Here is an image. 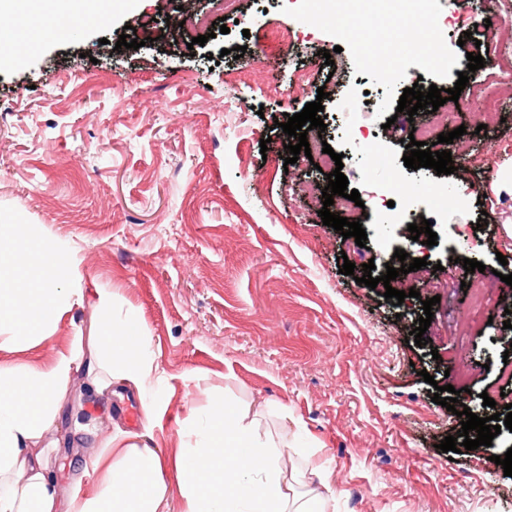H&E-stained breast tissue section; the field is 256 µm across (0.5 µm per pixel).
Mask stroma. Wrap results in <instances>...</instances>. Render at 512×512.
<instances>
[{"label":"stroma","mask_w":512,"mask_h":512,"mask_svg":"<svg viewBox=\"0 0 512 512\" xmlns=\"http://www.w3.org/2000/svg\"><path fill=\"white\" fill-rule=\"evenodd\" d=\"M457 2L427 0L404 7L400 21L375 17L357 30L396 63L401 82L448 89L468 72L477 43L512 54V0H469L463 10ZM334 8L333 0H237L228 18L221 0H131L67 39L42 29L49 12L13 20L31 51L0 68V104L10 107L0 114V216L69 242L84 290L83 304L30 356L49 360L73 336L89 335L103 289L115 315L144 320L162 371L156 389L164 406L152 426L137 392L116 383L99 389L86 372L75 374L40 442L61 489L118 435L161 454L193 447L187 425L220 396L261 438L299 432L298 448L279 466H323L328 512H512V477L486 464L512 448V433L447 456L439 444L460 431V419L432 402L425 381L452 385L459 402L488 417L494 410L482 393L512 395V381L500 377L512 288L499 285L512 273V237L503 231L512 192L491 189L498 170L512 169V84L487 89L502 104L499 114L477 103L443 110L441 132L466 129L450 148L462 169L407 168L412 126L395 118L398 90L364 69L358 45H345L330 67L319 55L344 29ZM184 10L203 26H178ZM472 13L491 26L468 33L444 22ZM427 15L436 25L424 24ZM169 20L176 27L168 32ZM129 25L140 48L115 51ZM274 32L291 35L290 45L269 47ZM201 34L208 42L192 45ZM430 45L440 54L423 60L420 49ZM238 46L246 52L237 59ZM496 70L486 56L469 80ZM299 72L308 83L288 93ZM359 86L379 89L381 104H355ZM315 100L326 115L323 137L360 193L347 218L365 229L362 247L325 226L319 200L296 190L326 181V171L303 155L286 162L274 120ZM393 176L431 221L435 246L411 240L406 225L387 224L376 197ZM439 188L448 196L442 208L432 201ZM398 249L443 264L448 275L453 258L485 270L468 287L437 295L420 288L416 272L399 275L420 290L401 302L385 299L384 286L356 284L363 263L374 262L379 275L398 267ZM347 260L350 276L340 272ZM475 288L488 293L486 305L472 303ZM435 295L427 341L415 345L409 333L423 300Z\"/></svg>","instance_id":"35a3bbf8"}]
</instances>
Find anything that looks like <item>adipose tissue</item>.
<instances>
[{"label":"adipose tissue","mask_w":512,"mask_h":512,"mask_svg":"<svg viewBox=\"0 0 512 512\" xmlns=\"http://www.w3.org/2000/svg\"><path fill=\"white\" fill-rule=\"evenodd\" d=\"M112 6L113 0H0V17L46 9L58 19H91ZM75 273L67 243L45 240L27 224L1 223L0 348L19 354L50 339L52 327L84 299L82 289L64 285ZM97 311L91 336L73 337L50 361H0V512H325L320 499L290 498L277 466L282 448L261 439L220 399L189 427L195 447L165 457L112 440L85 464L92 485L61 494L35 445L81 368V343L89 344L111 379L144 395L146 417L158 410L146 398L149 383L160 377L146 326L133 315L114 318L107 293H99ZM169 468L176 473L172 485L163 478Z\"/></svg>","instance_id":"ef3b65f1"}]
</instances>
